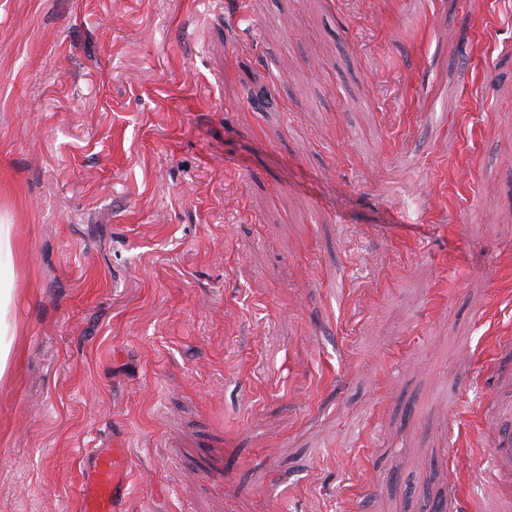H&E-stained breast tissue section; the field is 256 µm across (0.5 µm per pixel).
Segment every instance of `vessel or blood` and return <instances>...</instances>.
I'll list each match as a JSON object with an SVG mask.
<instances>
[{
    "label": "vessel or blood",
    "instance_id": "vessel-or-blood-1",
    "mask_svg": "<svg viewBox=\"0 0 512 512\" xmlns=\"http://www.w3.org/2000/svg\"><path fill=\"white\" fill-rule=\"evenodd\" d=\"M79 461L88 467L81 485L82 512H117L116 503L124 486L116 473L114 454L100 448H87L81 452Z\"/></svg>",
    "mask_w": 512,
    "mask_h": 512
}]
</instances>
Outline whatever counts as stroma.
I'll return each mask as SVG.
<instances>
[{
	"label": "stroma",
	"mask_w": 512,
	"mask_h": 512,
	"mask_svg": "<svg viewBox=\"0 0 512 512\" xmlns=\"http://www.w3.org/2000/svg\"><path fill=\"white\" fill-rule=\"evenodd\" d=\"M2 212L0 512H512V0H0ZM15 252L13 224L8 217H0V377L5 372L15 336L10 317L16 280ZM79 463L88 466L80 490L82 512H121L115 506L124 486L116 473L115 455L102 448H85Z\"/></svg>",
	"instance_id": "obj_1"
}]
</instances>
